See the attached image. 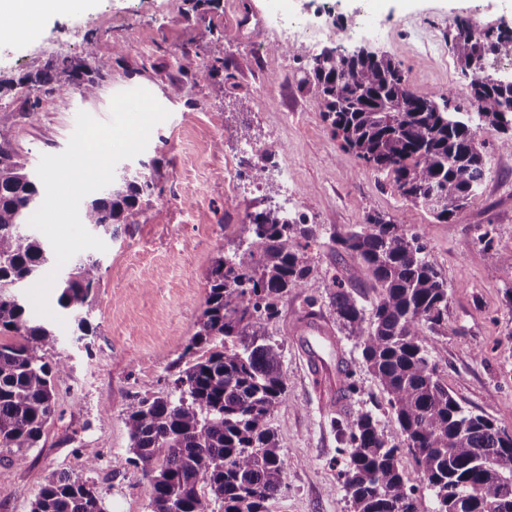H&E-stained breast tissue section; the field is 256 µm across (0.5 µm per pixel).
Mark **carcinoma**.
Here are the masks:
<instances>
[{
	"instance_id": "cac0c4a2",
	"label": "carcinoma",
	"mask_w": 512,
	"mask_h": 512,
	"mask_svg": "<svg viewBox=\"0 0 512 512\" xmlns=\"http://www.w3.org/2000/svg\"><path fill=\"white\" fill-rule=\"evenodd\" d=\"M448 47L462 73L471 76V105L479 125L505 134L512 151V75L485 69L484 61L512 49V29L478 34L457 17ZM182 51L178 68L196 81L224 74L226 63L197 61ZM112 70V55L87 36L81 55L64 56L47 68L0 79L22 96L21 116L33 117L41 95L77 91L97 96ZM305 83L314 88L324 121L344 150L391 177L400 196L439 221L463 210L479 191L488 168L475 126L451 106L453 89L436 96L414 91L401 65L388 56L357 52L344 36L307 63ZM156 165L115 176L85 204L82 223L112 232L114 224H138L154 195ZM41 185L28 155L0 136V448L20 466L37 447L54 414L55 378L65 362L53 361L51 326L32 318L18 289L36 278L50 250L26 231ZM323 227L280 208L246 214L242 251L215 259L207 278L205 308L178 358L173 390L164 397L135 398L126 407L129 462L151 487L150 512H267L284 486L285 453L269 417L286 398L277 343L265 326L280 300L297 289L314 304L328 291L336 320L357 340L398 426L388 440L378 420L363 412L344 420L340 435L348 454L344 487L353 512H512V434L482 415L466 411L450 394L430 355L427 332L448 322V283L426 252L423 236L381 213L359 228L331 230L339 252L356 257L376 291L371 314L352 291L313 274L302 249ZM100 261H76L59 285L58 305L89 333L84 311L100 282ZM411 455L419 484L401 464ZM435 501L428 510L426 495ZM31 512H106L95 483L69 474L47 478Z\"/></svg>"
}]
</instances>
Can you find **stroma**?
I'll return each mask as SVG.
<instances>
[{
  "label": "stroma",
  "mask_w": 512,
  "mask_h": 512,
  "mask_svg": "<svg viewBox=\"0 0 512 512\" xmlns=\"http://www.w3.org/2000/svg\"><path fill=\"white\" fill-rule=\"evenodd\" d=\"M195 0H87L68 15L44 20L19 44L0 43V76L18 77L44 68L62 55L76 56L87 35L102 53L116 43L126 52L113 57L112 73L96 99L79 93L44 96L34 119L19 117L20 99L0 92V134L32 161L61 153L75 129L78 112L100 121L110 117L112 97L143 88L168 110L157 124L139 162L158 165V187L141 223L117 225L101 252V281L88 315L91 331L75 342L72 317L54 324L53 359L68 370L56 382V411L38 447L21 466L9 465L0 448V512H30L51 474L80 475V457L98 456L91 472L107 512H149L150 485L128 464L130 439L125 408L133 396L167 394L178 372L176 361L195 331L204 307L207 275L220 254L232 253L248 212L288 205L311 223L344 232L380 212L422 234L427 250L448 283V324L431 334V357L449 392L465 409L483 415L512 434V152L500 149L499 134L478 131L489 172L469 205L455 219L440 222L404 201L386 174L366 167L341 148L322 118L314 90L304 84V61L333 46L337 28L361 19L383 32L374 49L398 61L409 87L434 94L451 89L469 95L464 76L448 49L455 17L479 27L512 26V0H288L287 11L325 29L316 44L296 49L257 19L269 0H218L206 13ZM111 18V29L100 21ZM193 47L201 60L221 56L229 77L195 83L177 59ZM250 98V111L238 101ZM223 110V121L213 117ZM250 127V141L234 129ZM260 151L267 168L253 181L246 167ZM493 227L492 249L478 236ZM305 257L317 277L338 278L364 307L376 293L357 261L321 238ZM305 296L291 291L278 317L266 327L281 345L287 398L269 420L285 452V487L268 512H352L342 487L346 456L337 423L372 412L389 440L398 427L381 388L345 330L336 323L329 294L315 305L331 323L343 364L356 390L344 409H322L308 366L288 331V316L305 308Z\"/></svg>",
  "instance_id": "35a3bbf8"
}]
</instances>
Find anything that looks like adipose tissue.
Listing matches in <instances>:
<instances>
[{
	"label": "adipose tissue",
	"mask_w": 512,
	"mask_h": 512,
	"mask_svg": "<svg viewBox=\"0 0 512 512\" xmlns=\"http://www.w3.org/2000/svg\"><path fill=\"white\" fill-rule=\"evenodd\" d=\"M83 5L84 0H0V42L28 40L45 17L76 11Z\"/></svg>",
	"instance_id": "obj_1"
}]
</instances>
